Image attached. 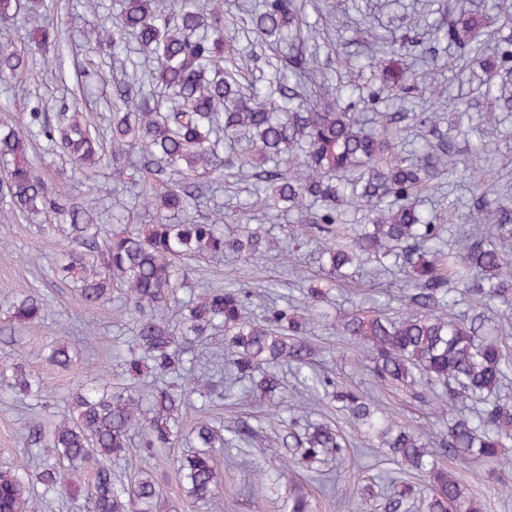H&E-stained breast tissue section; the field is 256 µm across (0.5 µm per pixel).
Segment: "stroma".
I'll use <instances>...</instances> for the list:
<instances>
[{
  "mask_svg": "<svg viewBox=\"0 0 512 512\" xmlns=\"http://www.w3.org/2000/svg\"><path fill=\"white\" fill-rule=\"evenodd\" d=\"M248 0H224L227 20L224 38L244 50L246 79L269 80L268 61L276 50L266 44H250L245 39ZM338 10L332 23V46H320L318 59L321 72L336 84L356 80L367 61L362 48L352 44V28L360 21L370 22L376 33L395 40L422 41L423 30L413 27L410 17L420 10L437 11V0H337ZM117 0H54L49 12L30 21L18 19L0 22V44H10L33 58L32 68L15 79L0 80V116L24 120L37 103H44L48 112H56L60 100L77 98L79 117H92L105 122L112 110L118 85L130 81L135 68L130 62L113 60L100 53L92 32L99 29L104 18L115 17ZM439 81L445 88L444 111H455L465 102L489 109L496 103L484 79L460 70L452 53L441 52L430 59ZM42 176L50 183L69 189L80 196L90 182L109 186L121 180L123 187L105 196L99 230L109 235L124 228L150 223L151 218L137 206V194L147 176L127 158L110 160L108 166L86 180L75 170L67 156L43 154L35 156ZM470 184L463 176L452 177L450 184L440 185L437 193L424 202L442 215L445 221L456 222L463 202L469 196ZM254 185L230 175L218 182L214 203L223 208L226 217L251 216L252 227L262 237L258 250L248 257H227L221 260L201 258L193 261L189 280L179 289L181 299L198 292L201 283H221L232 279L251 283L258 293L249 307L251 318H262L266 302L274 298L298 299L303 284L296 269H305L315 281H323L326 273L319 261L316 244L298 242L293 235L291 216L266 219L257 204ZM42 216L18 218L12 224H0V237L7 238L16 257L0 261V308L14 297L34 292L46 300L44 318L36 323L16 324L11 336L14 346L26 357L29 370L52 389L48 407L22 395L12 393L10 379L0 363V466H11L29 472L51 461L50 449L30 447L26 441V425L30 420L53 423L68 411V393L75 382L89 379L90 364L109 369L113 384L126 383L121 359L132 344L131 318L124 311L123 294L113 289L112 301L106 310L93 313L82 306L72 286L57 281L51 267L57 257L71 250L68 225L42 229ZM404 272L378 274L374 264L361 267L353 281L334 288L330 302L324 305V319L319 320L308 337L315 348L316 367L336 380L361 393L378 397L398 420L425 426L432 431L443 430L448 419L434 405L415 398L405 388L377 387L369 371L357 360V344L336 329L339 315L355 309L394 313L403 292ZM76 336L79 358L70 370L49 365L45 355L50 341L57 336ZM267 406L240 400L195 398L185 417L186 422L210 421L222 424L250 416L261 422L260 437L252 444H239L225 449V462L219 463L220 492L212 502L193 503L181 489L172 466L138 455L113 463L114 478L128 482L138 471L152 473L163 495L175 512H253L254 467L269 472L289 470L296 485L311 492L318 500L319 512H382L386 495L399 490L404 479L391 464L384 449L375 447L363 431L336 406L318 402L312 420H326L339 426L350 444V454L338 489L322 485L318 474L307 463L293 459L283 448L269 447L279 429L278 423L267 421ZM509 457L508 465L489 469L488 465L472 463L461 467L464 482L480 502L483 512H512V442L502 451Z\"/></svg>",
  "mask_w": 512,
  "mask_h": 512,
  "instance_id": "obj_1",
  "label": "stroma"
}]
</instances>
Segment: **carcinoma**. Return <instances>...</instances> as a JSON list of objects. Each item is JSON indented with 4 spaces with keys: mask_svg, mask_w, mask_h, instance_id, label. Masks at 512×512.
<instances>
[{
    "mask_svg": "<svg viewBox=\"0 0 512 512\" xmlns=\"http://www.w3.org/2000/svg\"><path fill=\"white\" fill-rule=\"evenodd\" d=\"M45 2L0 0V21L31 16ZM299 10L297 0H262L249 16L258 41L287 49L269 63L281 98L276 106L256 84L241 82V49L224 43V0H180L170 13L161 11L157 0H120L118 18L105 21L95 40L108 57L117 58L126 50L125 35L133 34L147 69L114 102L110 144L117 152L141 149L151 187L138 198L154 223L143 231L100 237L95 204L109 189L76 199L49 186L29 158V146L39 142L80 168L101 164L102 136L95 123L72 119L74 101L60 103L52 119L35 107L21 122L0 121V193L10 199L9 209L0 211V224L36 213L49 226L70 225L83 251L63 256L55 272L76 284L87 309L112 302L113 285L125 288L134 314V348L124 359L131 380H138L145 366L159 376L176 372L188 346L222 331L224 350L231 355L226 368L248 381V391L274 400L283 384L280 368L287 363L303 390H320L341 404L358 428L388 449L399 470L425 477L426 487L406 483L386 499L384 512H402L411 498L419 501L421 512H482L461 475L440 459L498 465L501 449L512 439V399L500 394L512 361L495 322L486 316L492 308L512 310V252L504 246L512 242V199L491 196L481 170L464 166L472 182L468 213L461 216L468 228L456 246L449 245L437 212L422 208L423 195L458 169L455 145L440 129L441 90L435 79L410 63L395 69L373 64L371 79L351 90L371 111L370 118H361L357 103H341L344 89L317 78V53L301 33ZM442 10L444 19L427 25L430 41L445 45L463 68L481 58L486 81L499 80L498 99L512 112L507 92L512 49L493 34L477 40L482 16L445 4ZM29 64L30 57L0 46L1 79ZM417 88L430 90L426 107L412 114L390 111V97ZM411 128L421 133L418 149H397L395 141ZM241 137L251 142V153H218L221 141ZM201 170L220 176L234 170L253 179L256 189H269L265 209L295 213L300 234L319 246L331 278L346 280L369 261L383 270L390 263L407 269L401 315L355 309L343 314L338 327L361 346L378 385L399 388L418 377L439 385L435 402L448 408L445 432L399 422L329 376L303 372L311 366L305 336L320 318L317 307L328 302L329 289H307L303 313L290 300L274 302L259 321L246 316L255 292L245 284L207 285L198 300L177 297L188 276L187 262L248 255L259 241L258 230L247 223L226 231L221 216L209 224L186 218L188 210L204 204L192 182ZM346 206L365 212L367 223H347ZM461 286L474 299L469 312L460 318L443 314ZM44 315L43 299L30 294L10 303L8 320L32 323ZM10 359L9 388L47 401L48 387L27 371L22 356L13 352ZM48 359L68 369L70 343L54 342ZM195 395L222 399L224 381L202 384L185 370L164 387L101 383L79 389L69 417L49 430L38 422L28 429L30 446L52 449L56 461L35 475L0 467V512H34L36 499L79 485L87 469L88 512H163L152 476L143 473L129 485L119 484L112 477V459L133 449L158 458L161 449L174 444ZM305 409L303 404L293 408L281 445L320 467L331 460L341 464L345 437L325 423L299 430L298 414ZM192 434L198 450L173 458L172 464L187 496L207 504L219 489L216 452L258 437L259 430L239 418L220 428L200 423ZM282 512H316V506L309 493L297 491L282 503Z\"/></svg>",
    "mask_w": 512,
    "mask_h": 512,
    "instance_id": "obj_1",
    "label": "carcinoma"
}]
</instances>
